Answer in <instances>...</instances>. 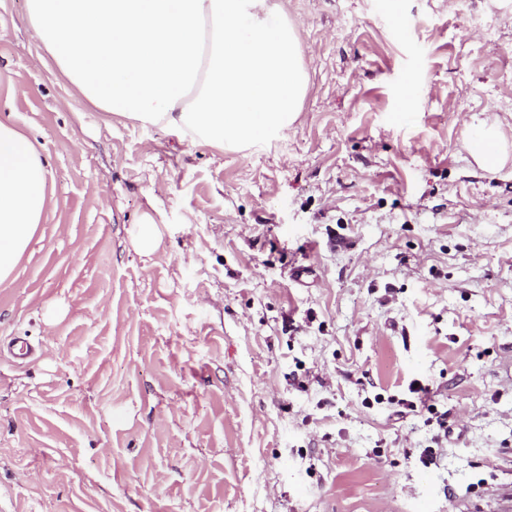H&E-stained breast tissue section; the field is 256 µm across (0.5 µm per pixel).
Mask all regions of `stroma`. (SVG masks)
I'll return each mask as SVG.
<instances>
[{
  "label": "stroma",
  "mask_w": 512,
  "mask_h": 512,
  "mask_svg": "<svg viewBox=\"0 0 512 512\" xmlns=\"http://www.w3.org/2000/svg\"><path fill=\"white\" fill-rule=\"evenodd\" d=\"M273 2L301 110L220 150L91 106L0 0L58 201L0 284V512H497L512 160L466 140L512 149V0ZM467 148L471 156L485 168L495 169L507 158V151L501 146L493 127L478 126L471 131ZM160 224L155 216L145 215L141 224H137L133 235L134 246L142 253L153 252L160 241Z\"/></svg>",
  "instance_id": "obj_1"
}]
</instances>
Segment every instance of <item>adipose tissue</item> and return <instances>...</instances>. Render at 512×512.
Here are the masks:
<instances>
[{
  "instance_id": "adipose-tissue-1",
  "label": "adipose tissue",
  "mask_w": 512,
  "mask_h": 512,
  "mask_svg": "<svg viewBox=\"0 0 512 512\" xmlns=\"http://www.w3.org/2000/svg\"><path fill=\"white\" fill-rule=\"evenodd\" d=\"M31 36L95 107L182 142L258 145L284 134L306 89L294 29L271 0H28ZM467 148L494 169L495 130ZM54 208L40 144L0 118V283Z\"/></svg>"
}]
</instances>
